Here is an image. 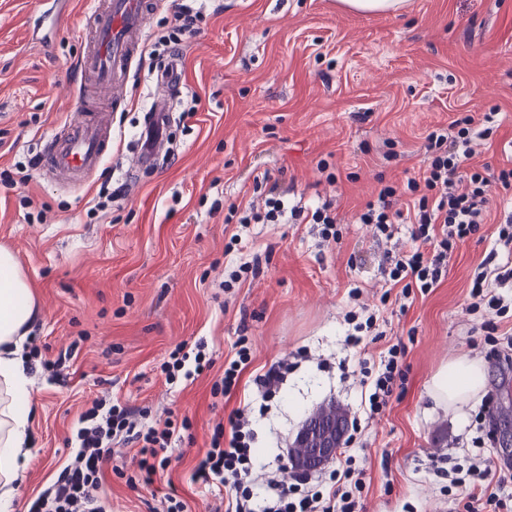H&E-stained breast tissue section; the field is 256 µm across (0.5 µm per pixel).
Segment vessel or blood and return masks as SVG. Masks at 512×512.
Here are the masks:
<instances>
[{
    "instance_id": "b4317fda",
    "label": "vessel or blood",
    "mask_w": 512,
    "mask_h": 512,
    "mask_svg": "<svg viewBox=\"0 0 512 512\" xmlns=\"http://www.w3.org/2000/svg\"><path fill=\"white\" fill-rule=\"evenodd\" d=\"M148 7V0H100L97 25L78 64L82 78L74 93L78 118L45 140L43 169L79 184L103 163L112 145V114L92 106L91 94L96 91L111 95L114 103L124 102L141 50ZM148 114L140 134V149L129 164L133 172L160 151L169 128L165 99L153 97Z\"/></svg>"
}]
</instances>
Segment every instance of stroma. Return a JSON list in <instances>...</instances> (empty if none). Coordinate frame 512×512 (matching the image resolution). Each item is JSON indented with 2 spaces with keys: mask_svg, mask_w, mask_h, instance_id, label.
Instances as JSON below:
<instances>
[{
  "mask_svg": "<svg viewBox=\"0 0 512 512\" xmlns=\"http://www.w3.org/2000/svg\"><path fill=\"white\" fill-rule=\"evenodd\" d=\"M98 0H67L47 44L27 35L39 0H0V247L13 252L38 306L31 333L34 414L17 488V512L68 465L80 414L107 396L140 409L139 420L188 421L152 486L137 467V443L118 446L121 471H107L101 494L112 512H165V494L187 512L224 507V486L193 481V468L216 425L227 423L244 392L211 394L240 343L250 349L246 376L307 353L264 415L254 416L259 461L276 470L307 418L320 406L357 420L337 461L363 469L361 512H465L456 489L436 477L432 458L481 461L506 470L499 446L476 448L463 413L434 405L432 376L453 358H483L493 408L512 410V368L487 360L480 315L466 310L471 278L491 249L493 224L460 244L437 288L406 310L381 305L391 283L378 270L380 248L355 215L382 183H402L423 164L426 136L457 116L496 115L474 165H502L512 140V0H405L396 13L360 12L340 0H162L146 37L125 105L112 114V146L83 188L37 174L42 140L76 120L75 65ZM197 13L194 36L177 44L184 72L172 101L173 146L159 164L124 171L156 85L149 66L167 50L181 6ZM288 190L289 205L332 201L339 240L323 242L308 219L243 226L233 203L262 204L263 179ZM112 191L95 206L101 187ZM249 266L232 287L231 271ZM359 297H351L352 288ZM375 312L378 339L361 352L344 340L347 312ZM203 343L213 365L195 381L166 384L160 365L177 345ZM404 344V389L379 415L371 385L342 379L340 363L378 371L389 348ZM77 350L64 379L42 359Z\"/></svg>",
  "mask_w": 512,
  "mask_h": 512,
  "instance_id": "1",
  "label": "stroma"
}]
</instances>
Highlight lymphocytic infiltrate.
Returning <instances> with one entry per match:
<instances>
[{
	"instance_id": "lymphocytic-infiltrate-1",
	"label": "lymphocytic infiltrate",
	"mask_w": 512,
	"mask_h": 512,
	"mask_svg": "<svg viewBox=\"0 0 512 512\" xmlns=\"http://www.w3.org/2000/svg\"><path fill=\"white\" fill-rule=\"evenodd\" d=\"M494 121L491 112L479 118L468 115L430 132L420 179H408L402 187L384 185L360 213V223L374 225L378 236L387 240L392 239L395 225L411 227V248L385 250L381 261L383 275L401 285V299L438 287L448 275V260L458 245L480 232L493 188L512 189V160L491 173L469 164L476 141L486 136ZM405 195L413 199L412 211L398 206ZM507 288H512V205L504 207L496 224L493 246L474 275L467 305L468 312H484L481 329L486 355L498 361L512 359V338L501 336L502 320L512 311V302L503 294ZM404 354V346L397 344L382 360L368 398L371 413L386 408L398 381L404 379L399 364ZM291 368V361L282 359L253 377L250 403L233 411L228 427H215L193 477L227 488L226 512H358L354 491L362 486V471L346 466L314 482L306 478L289 482L282 471L257 465L249 427L253 405L274 398ZM133 414L132 408L95 400L78 421L72 461L32 502L29 512H109L98 490L118 439L139 443L137 466L144 483L152 484L155 460L170 447L176 428L168 419L139 427ZM432 466L436 476L447 479L463 495L467 512H512L498 493L476 498L471 479L484 481L490 475L479 462L465 467L440 457Z\"/></svg>"
}]
</instances>
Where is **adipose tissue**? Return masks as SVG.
I'll return each instance as SVG.
<instances>
[{"instance_id":"obj_1","label":"adipose tissue","mask_w":512,"mask_h":512,"mask_svg":"<svg viewBox=\"0 0 512 512\" xmlns=\"http://www.w3.org/2000/svg\"><path fill=\"white\" fill-rule=\"evenodd\" d=\"M36 318L33 292L15 256L0 247V512H15V483L28 455L33 406L24 342ZM485 384L482 361L463 356L443 365L433 375L429 390L437 405L458 409Z\"/></svg>"}]
</instances>
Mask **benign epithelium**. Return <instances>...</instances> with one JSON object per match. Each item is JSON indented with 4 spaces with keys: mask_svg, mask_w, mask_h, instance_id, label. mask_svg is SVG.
Here are the masks:
<instances>
[{
    "mask_svg": "<svg viewBox=\"0 0 512 512\" xmlns=\"http://www.w3.org/2000/svg\"><path fill=\"white\" fill-rule=\"evenodd\" d=\"M346 424L335 416L309 418L298 433L289 457V468L313 471L334 459L342 447Z\"/></svg>",
    "mask_w": 512,
    "mask_h": 512,
    "instance_id": "benign-epithelium-1",
    "label": "benign epithelium"
}]
</instances>
